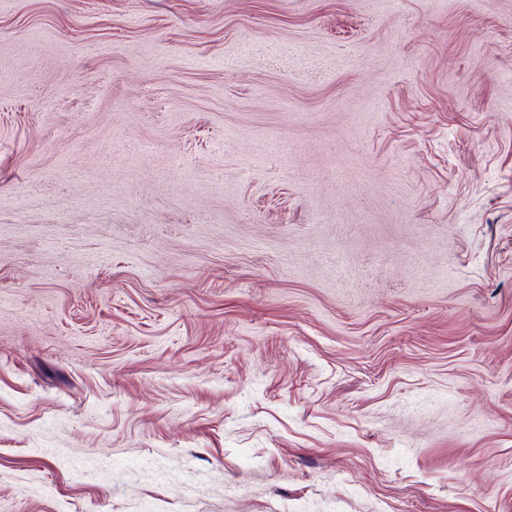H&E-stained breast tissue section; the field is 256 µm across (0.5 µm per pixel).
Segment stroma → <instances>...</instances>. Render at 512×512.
Instances as JSON below:
<instances>
[{"mask_svg": "<svg viewBox=\"0 0 512 512\" xmlns=\"http://www.w3.org/2000/svg\"><path fill=\"white\" fill-rule=\"evenodd\" d=\"M512 512V0H0V512Z\"/></svg>", "mask_w": 512, "mask_h": 512, "instance_id": "35a3bbf8", "label": "stroma"}]
</instances>
